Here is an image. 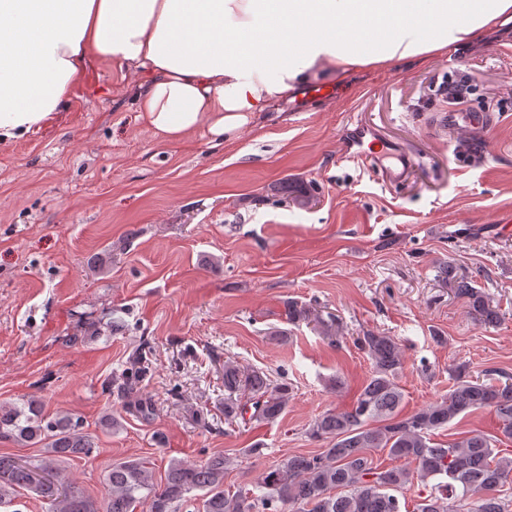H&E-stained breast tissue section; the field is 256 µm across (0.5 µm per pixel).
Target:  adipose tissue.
<instances>
[{"mask_svg":"<svg viewBox=\"0 0 512 512\" xmlns=\"http://www.w3.org/2000/svg\"><path fill=\"white\" fill-rule=\"evenodd\" d=\"M512 0H0V143L49 124L89 59L130 77L165 142L228 141L325 74L479 42Z\"/></svg>","mask_w":512,"mask_h":512,"instance_id":"ef3b65f1","label":"adipose tissue"}]
</instances>
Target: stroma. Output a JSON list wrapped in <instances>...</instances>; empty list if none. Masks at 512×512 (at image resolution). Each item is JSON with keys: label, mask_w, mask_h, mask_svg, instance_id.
Returning <instances> with one entry per match:
<instances>
[{"label": "stroma", "mask_w": 512, "mask_h": 512, "mask_svg": "<svg viewBox=\"0 0 512 512\" xmlns=\"http://www.w3.org/2000/svg\"><path fill=\"white\" fill-rule=\"evenodd\" d=\"M472 67L469 110L449 122L444 90ZM511 72L512 22L342 86L318 77L323 96L297 92L237 139L201 128L170 144L143 124L118 68L89 60L55 121L0 145V402L36 395L81 417L97 448L63 469L99 499L128 457L160 478L169 460L220 453L234 460L233 491L320 451L306 429L353 401L371 371L354 340L368 330L401 345L408 413L447 393L457 366L512 375ZM471 112L486 124L472 127ZM356 128L375 157L352 159ZM461 132L480 151H457ZM286 180L315 184V202L283 201ZM444 261L488 294L499 324L473 319L443 284ZM290 299L334 316L337 341L288 324ZM113 320L121 333H108ZM138 351L147 416L108 390ZM228 358L285 372L292 394L275 423H225ZM107 413L120 423L109 433ZM257 446L263 457L249 456Z\"/></svg>", "instance_id": "1"}]
</instances>
